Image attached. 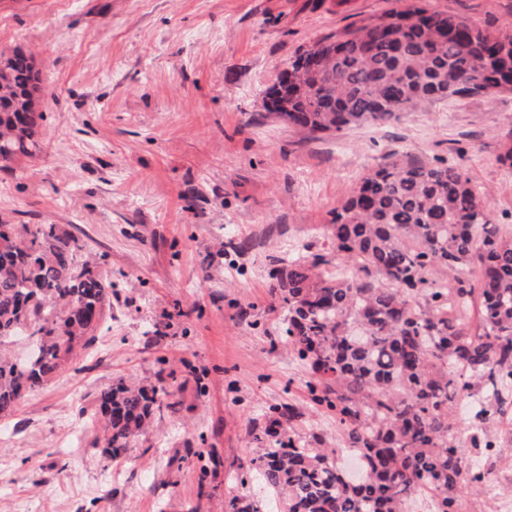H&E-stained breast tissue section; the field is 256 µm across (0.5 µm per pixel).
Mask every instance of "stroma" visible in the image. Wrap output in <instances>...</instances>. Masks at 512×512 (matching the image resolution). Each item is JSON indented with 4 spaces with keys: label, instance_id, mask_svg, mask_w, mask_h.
Instances as JSON below:
<instances>
[{
    "label": "stroma",
    "instance_id": "35a3bbf8",
    "mask_svg": "<svg viewBox=\"0 0 512 512\" xmlns=\"http://www.w3.org/2000/svg\"><path fill=\"white\" fill-rule=\"evenodd\" d=\"M512 29V0H0V51L34 55L41 150L0 170V221L58 224L116 282L95 342L0 419V512H226L266 409L336 426L281 339L274 261L330 254L325 226L392 156L458 168L512 229V91L437 101L388 125L310 134L270 113L296 54L395 10ZM171 385L108 461L95 413L118 380Z\"/></svg>",
    "mask_w": 512,
    "mask_h": 512
}]
</instances>
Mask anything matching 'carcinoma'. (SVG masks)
Wrapping results in <instances>:
<instances>
[{"label":"carcinoma","instance_id":"obj_1","mask_svg":"<svg viewBox=\"0 0 512 512\" xmlns=\"http://www.w3.org/2000/svg\"><path fill=\"white\" fill-rule=\"evenodd\" d=\"M266 93V106L311 134L365 124L455 98L512 90V34L416 7L302 51ZM32 55L0 53V169L40 150L45 119ZM336 255L278 260L271 291L286 308L284 338L315 376L310 399L357 454L350 474L323 439L297 435L292 405L271 406L251 434L253 478L280 512H410L417 495L461 512L479 490L456 446L453 409L493 395L471 417L469 442L512 416V236L492 223L482 188L457 168L395 160L364 177L325 227ZM20 237L0 223V418L68 367L96 339L115 284L79 262L56 224ZM173 395L118 380L100 395L104 456L115 459ZM227 512H261L234 495Z\"/></svg>","mask_w":512,"mask_h":512}]
</instances>
